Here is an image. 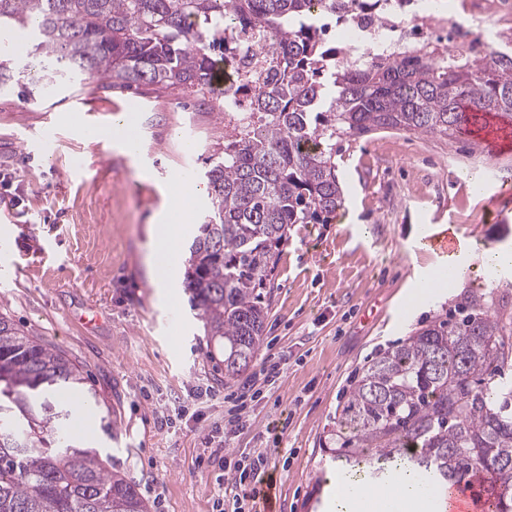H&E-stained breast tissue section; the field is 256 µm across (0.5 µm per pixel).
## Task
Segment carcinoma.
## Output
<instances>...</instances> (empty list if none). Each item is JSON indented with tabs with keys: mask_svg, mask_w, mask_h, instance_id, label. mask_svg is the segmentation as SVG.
I'll return each mask as SVG.
<instances>
[{
	"mask_svg": "<svg viewBox=\"0 0 512 512\" xmlns=\"http://www.w3.org/2000/svg\"><path fill=\"white\" fill-rule=\"evenodd\" d=\"M389 0H0V92L49 96L84 76L120 90L208 95L217 60L239 113L206 171L208 208L184 285L224 376L265 330L263 290L290 224H327L345 203L336 144L380 129L453 137L470 114L512 124V44L417 47L355 58L322 13L380 22ZM80 371L0 314V512H147L135 484L77 445ZM332 461L387 481L408 468L438 492L466 478L512 512V302L495 284L381 353L338 416Z\"/></svg>",
	"mask_w": 512,
	"mask_h": 512,
	"instance_id": "cac0c4a2",
	"label": "carcinoma"
}]
</instances>
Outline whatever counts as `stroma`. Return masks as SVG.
Masks as SVG:
<instances>
[{"instance_id":"1","label":"stroma","mask_w":512,"mask_h":512,"mask_svg":"<svg viewBox=\"0 0 512 512\" xmlns=\"http://www.w3.org/2000/svg\"><path fill=\"white\" fill-rule=\"evenodd\" d=\"M82 95L95 109L88 119L73 105ZM129 107L137 160L75 127L106 129ZM46 125L57 134L53 154L30 157L22 142ZM223 144V113L188 93L108 89L91 79L62 81L34 102L0 95V203L17 215L0 265L18 264L14 279L0 277V313L82 370V391L97 410L82 444L136 485L149 512H211L222 469L210 453L219 447L266 451L276 512H306L314 489L336 496L330 437L357 375L496 280L486 253L512 249V209L496 195L512 185V153L489 155L464 135L395 129L342 141L345 208L330 223L289 227L267 291L262 346L248 371L228 377L209 359L214 345L182 281L169 304L146 261L149 226L172 176H203ZM466 172L486 195L473 192ZM451 218L473 244L470 258L447 294L411 303L416 271L433 258L410 245L425 226ZM278 359L287 369L245 427L220 432L225 393Z\"/></svg>"}]
</instances>
